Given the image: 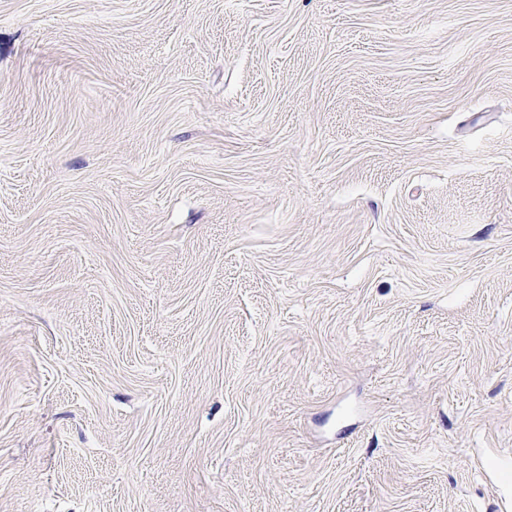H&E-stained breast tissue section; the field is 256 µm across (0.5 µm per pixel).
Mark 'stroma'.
<instances>
[{
	"mask_svg": "<svg viewBox=\"0 0 512 512\" xmlns=\"http://www.w3.org/2000/svg\"><path fill=\"white\" fill-rule=\"evenodd\" d=\"M0 512H512V0H0Z\"/></svg>",
	"mask_w": 512,
	"mask_h": 512,
	"instance_id": "obj_1",
	"label": "stroma"
}]
</instances>
